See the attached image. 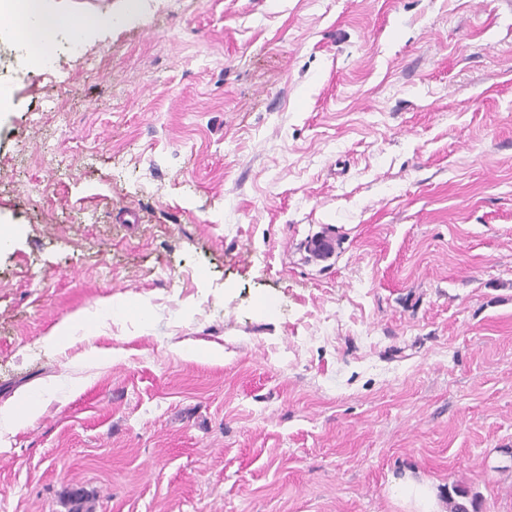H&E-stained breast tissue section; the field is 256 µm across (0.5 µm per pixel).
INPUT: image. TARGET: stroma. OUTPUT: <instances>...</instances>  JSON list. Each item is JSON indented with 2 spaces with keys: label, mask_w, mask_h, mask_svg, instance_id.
Here are the masks:
<instances>
[{
  "label": "stroma",
  "mask_w": 512,
  "mask_h": 512,
  "mask_svg": "<svg viewBox=\"0 0 512 512\" xmlns=\"http://www.w3.org/2000/svg\"><path fill=\"white\" fill-rule=\"evenodd\" d=\"M47 3L95 24L0 39V512H512V0ZM393 487L409 509L406 512H442L437 488L432 483L407 476L396 480Z\"/></svg>",
  "instance_id": "obj_1"
}]
</instances>
